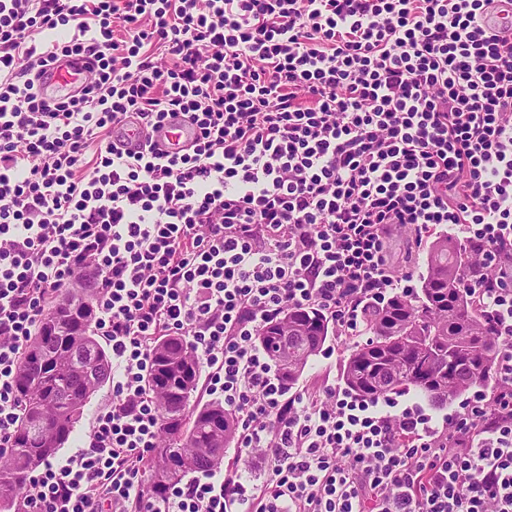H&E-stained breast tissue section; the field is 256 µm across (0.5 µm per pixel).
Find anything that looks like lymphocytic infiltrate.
Returning a JSON list of instances; mask_svg holds the SVG:
<instances>
[{
    "label": "lymphocytic infiltrate",
    "mask_w": 512,
    "mask_h": 512,
    "mask_svg": "<svg viewBox=\"0 0 512 512\" xmlns=\"http://www.w3.org/2000/svg\"><path fill=\"white\" fill-rule=\"evenodd\" d=\"M497 1L512 5L0 0V452L29 339L79 269L99 273L112 351L111 405L28 476L22 512H512V30L482 22ZM60 56L95 76L49 103L34 77ZM181 117L190 152L109 144L125 119ZM442 224L495 266L492 391L441 421L336 386L284 391L264 325L309 306L338 339L364 336L368 306L412 290L389 228L419 246ZM167 336L207 369L254 465L158 499L147 376Z\"/></svg>",
    "instance_id": "1"
}]
</instances>
